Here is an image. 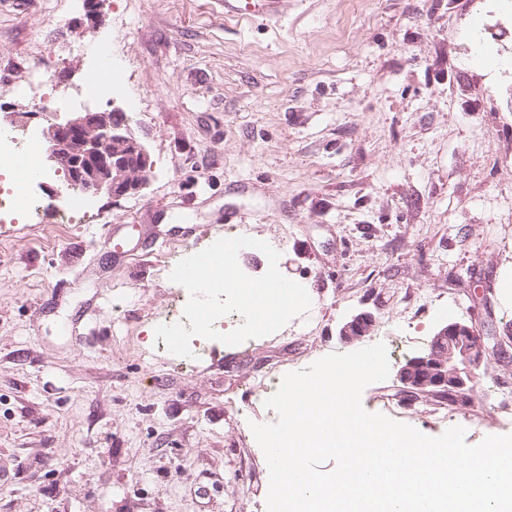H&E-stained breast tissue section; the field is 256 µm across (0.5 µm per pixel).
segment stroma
I'll use <instances>...</instances> for the list:
<instances>
[{
    "label": "stroma",
    "instance_id": "1",
    "mask_svg": "<svg viewBox=\"0 0 512 512\" xmlns=\"http://www.w3.org/2000/svg\"><path fill=\"white\" fill-rule=\"evenodd\" d=\"M0 0V86L28 60L77 84L106 42L153 163L147 186L93 196L99 224L0 222V512H258L269 489L251 423L276 421L267 372L387 348L366 410L476 445L512 434V363L473 373L472 403L399 398L397 371L454 321L512 323V67L471 51L505 0H281L254 20L224 0ZM75 32L80 46L69 44ZM137 111H129V102ZM280 254L307 312L249 350H158L179 306L176 251L233 234ZM125 253L116 255L112 243ZM369 312L364 338L342 325ZM374 323V317L370 313H360L340 328L339 336L345 342L359 340L371 331Z\"/></svg>",
    "mask_w": 512,
    "mask_h": 512
}]
</instances>
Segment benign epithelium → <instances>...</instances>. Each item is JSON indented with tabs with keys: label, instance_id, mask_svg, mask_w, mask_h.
I'll list each match as a JSON object with an SVG mask.
<instances>
[{
	"label": "benign epithelium",
	"instance_id": "1",
	"mask_svg": "<svg viewBox=\"0 0 512 512\" xmlns=\"http://www.w3.org/2000/svg\"><path fill=\"white\" fill-rule=\"evenodd\" d=\"M48 159L67 169L68 186L85 194L106 193L114 199L138 194L147 184L152 169L144 144L131 132L124 112H72L44 131ZM374 317L360 313L339 331L341 340L351 342L366 336L374 326ZM434 353L423 360L413 375L398 376L403 385L399 395L410 401L446 400L459 397L472 380V369L484 357H504L502 343L487 346L473 327L460 332L444 326L436 335Z\"/></svg>",
	"mask_w": 512,
	"mask_h": 512
}]
</instances>
